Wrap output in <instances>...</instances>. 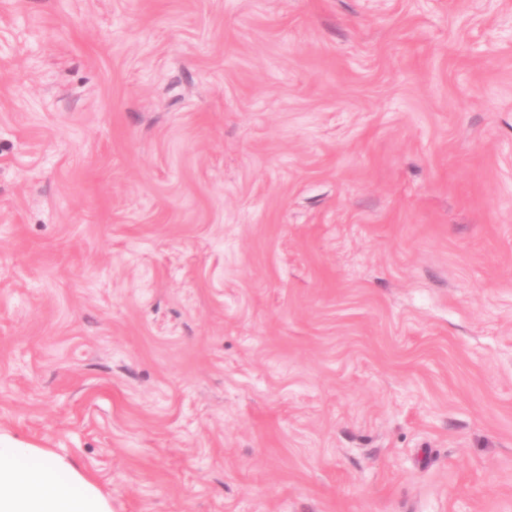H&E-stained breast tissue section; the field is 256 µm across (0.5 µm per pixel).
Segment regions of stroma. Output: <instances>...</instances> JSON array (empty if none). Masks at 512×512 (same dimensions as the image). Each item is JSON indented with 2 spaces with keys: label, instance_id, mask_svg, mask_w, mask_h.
<instances>
[{
  "label": "stroma",
  "instance_id": "1",
  "mask_svg": "<svg viewBox=\"0 0 512 512\" xmlns=\"http://www.w3.org/2000/svg\"><path fill=\"white\" fill-rule=\"evenodd\" d=\"M0 428L112 512H512V0H0Z\"/></svg>",
  "mask_w": 512,
  "mask_h": 512
}]
</instances>
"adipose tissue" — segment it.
Masks as SVG:
<instances>
[{
  "instance_id": "1",
  "label": "adipose tissue",
  "mask_w": 512,
  "mask_h": 512,
  "mask_svg": "<svg viewBox=\"0 0 512 512\" xmlns=\"http://www.w3.org/2000/svg\"><path fill=\"white\" fill-rule=\"evenodd\" d=\"M0 512H112V497L69 456L0 430Z\"/></svg>"
}]
</instances>
